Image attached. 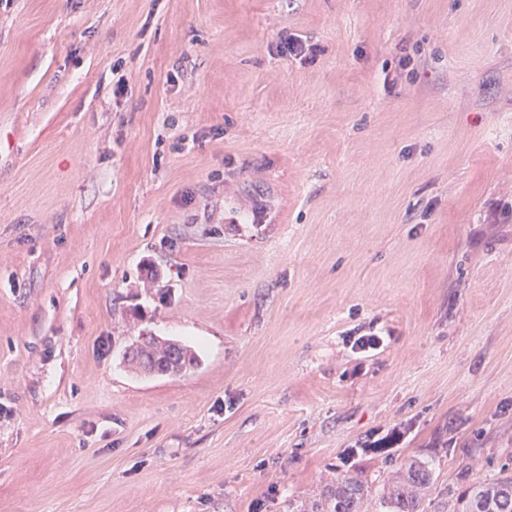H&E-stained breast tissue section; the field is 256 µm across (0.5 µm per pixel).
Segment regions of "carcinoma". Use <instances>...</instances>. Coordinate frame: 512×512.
<instances>
[{
	"label": "carcinoma",
	"instance_id": "carcinoma-1",
	"mask_svg": "<svg viewBox=\"0 0 512 512\" xmlns=\"http://www.w3.org/2000/svg\"><path fill=\"white\" fill-rule=\"evenodd\" d=\"M127 350L131 357L127 362L149 373L177 374L198 365V358L191 349L180 343H172L151 334H141ZM465 485L453 504V512H512V475L500 473L491 479L472 478L462 474ZM435 482L433 461L407 460L394 472L378 498L370 495L368 481L361 474L336 470V480L312 500L297 505L288 499V512H427L426 497Z\"/></svg>",
	"mask_w": 512,
	"mask_h": 512
}]
</instances>
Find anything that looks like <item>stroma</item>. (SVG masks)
Instances as JSON below:
<instances>
[{"instance_id":"stroma-1","label":"stroma","mask_w":512,"mask_h":512,"mask_svg":"<svg viewBox=\"0 0 512 512\" xmlns=\"http://www.w3.org/2000/svg\"><path fill=\"white\" fill-rule=\"evenodd\" d=\"M393 458L512 472V0H0V512ZM169 341L151 333L139 334L127 346L124 358L132 366L149 374L155 368L161 374H177L198 365V358L191 349L179 341H176L178 346L172 348ZM129 351L132 356L127 358Z\"/></svg>"}]
</instances>
